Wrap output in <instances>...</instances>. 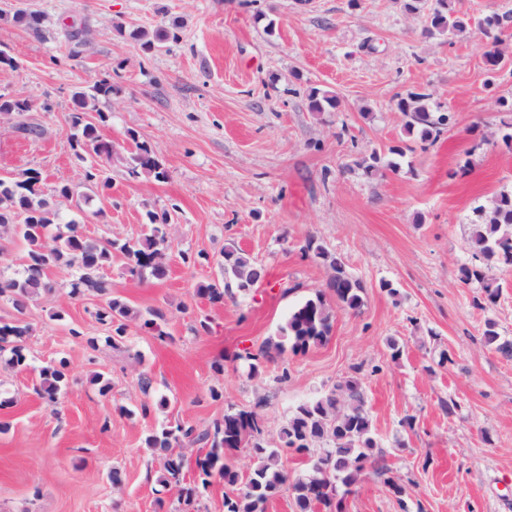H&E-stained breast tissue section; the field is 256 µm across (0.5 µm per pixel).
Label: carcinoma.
I'll return each mask as SVG.
<instances>
[{"label": "carcinoma", "mask_w": 512, "mask_h": 512, "mask_svg": "<svg viewBox=\"0 0 512 512\" xmlns=\"http://www.w3.org/2000/svg\"><path fill=\"white\" fill-rule=\"evenodd\" d=\"M0 18L12 20L26 28L40 31L42 19L37 13L0 12ZM468 23L451 12L448 0H435L428 16L425 33L429 36L447 32L465 31ZM114 29L121 35L145 40L147 46L161 44L176 35L166 29L153 33L144 30L126 33L117 22ZM501 29L499 16L485 17L478 31L487 39L486 63L497 67L500 56L496 50ZM86 29L75 28L66 33L69 45L67 57L76 58L84 45ZM112 80L102 77L73 94L74 106L69 115L73 130V149L77 160L88 163L86 181L91 186L110 188V178L104 175V165L112 162V141L104 137L102 128L110 119L104 111L112 101ZM430 94L413 91L397 101L396 107L407 118L408 131L416 134L423 144L434 143L448 127L450 116L434 110L428 104ZM32 106L27 99L6 98L0 95V118L14 120V113ZM135 143V152L124 159L127 173L132 178L145 176L161 182L167 171L155 155L151 145L128 132ZM41 173L29 169L9 180L0 179V239L19 240L25 249L23 272L17 276L0 274V297L11 300L17 312L42 291L55 288L49 277L51 269L66 267L74 271L68 295L77 298L87 293L105 295L108 283L101 271L112 263L119 252L125 258V270L139 279L166 275L165 250L168 230L173 223L171 209L147 212L149 231L136 242L98 239L84 233L80 224L70 221L67 232L52 233L59 225L58 204L74 197V186L61 180L53 189L51 201L41 193ZM469 247L475 263L460 269V279L475 282L481 289L478 305L486 308L496 303L502 289L492 274L494 268H512V192H502L489 203L473 208L470 216ZM302 251L321 261L329 270L325 289L295 305L277 335L266 340L257 352H248V376L256 377L263 368L277 362L288 353H306L324 345L331 336L336 311L356 313L363 303L361 282L348 270L339 255L329 251L310 236ZM221 266L224 284L210 283L197 289L212 303L224 302V294L236 287L248 291L255 286L264 269L244 250L230 244L224 247ZM96 319L111 329L106 341L113 346L125 341L127 323L141 321L142 327L164 337L163 314L157 310L141 313L123 299L114 297L98 308ZM31 327L19 320H0V353H8L6 363L17 369L28 366L24 339ZM484 343L503 358L512 360V342L500 340L497 324L485 323ZM65 361L40 369L37 394L54 402L68 385ZM279 445L269 438L261 405L229 407L224 417L202 431L193 426L162 425L146 439L147 446L161 453L163 472L158 483L164 488L176 486L179 496L174 512H199L200 499L216 480L233 487L224 495V512H265L267 503L281 492H292L297 512H344L346 496L365 473L371 471L383 478L384 484L395 494L404 493V487L391 476V469L377 451L378 442L370 413L366 407L365 392L360 379L346 377L331 388L294 406L277 433ZM194 445L206 448L195 461V474L186 481L184 474L185 450ZM248 451L255 459L248 479L242 487L234 467L235 457ZM291 451L306 459V470L297 476L285 468L281 451Z\"/></svg>", "instance_id": "obj_1"}]
</instances>
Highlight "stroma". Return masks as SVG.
Listing matches in <instances>:
<instances>
[{
  "label": "stroma",
  "instance_id": "stroma-1",
  "mask_svg": "<svg viewBox=\"0 0 512 512\" xmlns=\"http://www.w3.org/2000/svg\"><path fill=\"white\" fill-rule=\"evenodd\" d=\"M433 4L420 0L410 12L405 0H0L1 10L42 17L36 33L0 21V47L18 63L0 68V95L29 99L30 120L45 128L32 141L0 123V176L38 170L47 196L60 180L84 188L68 114L74 92L107 71L116 92L104 136L126 155L136 133L168 177L133 179L109 163L111 190L82 214L61 204L63 217L124 242L142 236L147 211L179 208L164 278H133L117 255L103 271L108 295L70 298L73 272L63 267L50 273L55 290L29 301L30 367L0 360L8 424L0 512H164L177 493L159 490L163 460L145 443L152 429L208 428L229 406L261 400L274 432L299 402L350 376L363 384L379 447L405 493L369 473L345 512H512V360L483 343L489 320L512 341V269L496 270L501 294L484 309L478 285L459 279L472 261V207L512 190V146L502 140L512 122V31L497 44L508 66L493 69L476 28L487 15L512 13V0H451L470 26L448 37L422 33ZM118 21L126 36L115 34ZM73 24L88 29L75 60L64 37ZM161 27L177 40L150 49L129 36ZM420 88L452 116L424 148L396 108ZM313 90L338 106L310 111ZM405 145L409 153L393 158L391 148ZM373 152L398 169L364 175L356 162ZM311 236L361 280L363 306L337 312L324 345L248 377L245 354L325 287L327 269L301 252ZM229 242L267 277L214 304L197 288L222 278ZM110 296L160 311L168 338L133 321L123 344H106L95 311ZM202 316L209 332L193 333ZM392 338L404 347L396 361ZM62 359L69 385L45 401L34 390L38 371ZM98 373L109 392L94 382Z\"/></svg>",
  "mask_w": 512,
  "mask_h": 512
}]
</instances>
